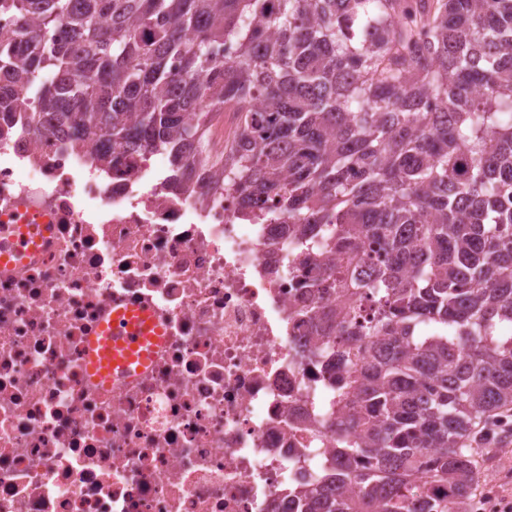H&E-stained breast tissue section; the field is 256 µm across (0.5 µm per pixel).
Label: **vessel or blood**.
<instances>
[{
	"label": "vessel or blood",
	"instance_id": "b4317fda",
	"mask_svg": "<svg viewBox=\"0 0 512 512\" xmlns=\"http://www.w3.org/2000/svg\"><path fill=\"white\" fill-rule=\"evenodd\" d=\"M161 343L162 330L150 311H115L100 335L90 339L87 370L97 382L119 385L147 368Z\"/></svg>",
	"mask_w": 512,
	"mask_h": 512
}]
</instances>
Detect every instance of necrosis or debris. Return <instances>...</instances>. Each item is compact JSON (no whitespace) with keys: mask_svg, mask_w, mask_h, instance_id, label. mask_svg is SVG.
<instances>
[{"mask_svg":"<svg viewBox=\"0 0 512 512\" xmlns=\"http://www.w3.org/2000/svg\"><path fill=\"white\" fill-rule=\"evenodd\" d=\"M95 153L0 122V512H297L342 411L314 262L200 163ZM142 307L152 365L93 381L90 337Z\"/></svg>","mask_w":512,"mask_h":512,"instance_id":"1","label":"necrosis or debris"}]
</instances>
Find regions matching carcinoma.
Here are the masks:
<instances>
[{"instance_id": "1", "label": "carcinoma", "mask_w": 512, "mask_h": 512, "mask_svg": "<svg viewBox=\"0 0 512 512\" xmlns=\"http://www.w3.org/2000/svg\"><path fill=\"white\" fill-rule=\"evenodd\" d=\"M0 113L164 150L271 205L336 296L343 439L299 512H464L467 442L512 406V0H0ZM231 44L234 56L224 57ZM262 110L245 107L250 99ZM288 178H283V172ZM233 109L224 110V120L218 134L209 136L210 147L213 152H221L239 138L238 119Z\"/></svg>"}]
</instances>
